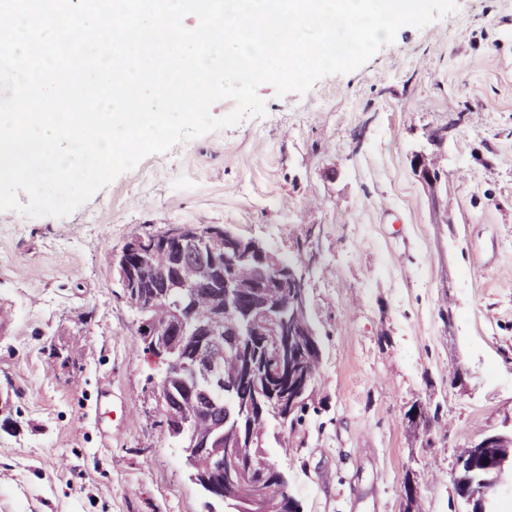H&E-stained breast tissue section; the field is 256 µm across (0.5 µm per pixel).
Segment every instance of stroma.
<instances>
[{"mask_svg": "<svg viewBox=\"0 0 512 512\" xmlns=\"http://www.w3.org/2000/svg\"><path fill=\"white\" fill-rule=\"evenodd\" d=\"M457 5L305 94L262 84L264 116L143 158L67 217L0 212V512H205L112 267L172 224L312 265L316 408L288 451L277 428L265 443L302 512H402L408 478L423 512H464L459 449L512 425V0ZM445 126L440 224L410 159Z\"/></svg>", "mask_w": 512, "mask_h": 512, "instance_id": "stroma-1", "label": "stroma"}]
</instances>
